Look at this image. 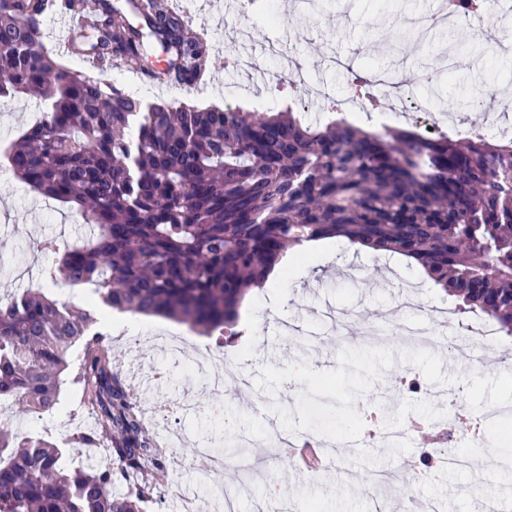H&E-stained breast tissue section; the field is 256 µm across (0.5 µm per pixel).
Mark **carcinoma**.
<instances>
[{
  "instance_id": "cac0c4a2",
  "label": "carcinoma",
  "mask_w": 512,
  "mask_h": 512,
  "mask_svg": "<svg viewBox=\"0 0 512 512\" xmlns=\"http://www.w3.org/2000/svg\"><path fill=\"white\" fill-rule=\"evenodd\" d=\"M52 12L85 20L75 54L93 57L94 73L43 46ZM159 61L174 86L214 78L208 40L161 0H0V98L43 105L41 121L9 143V169L76 206L90 228L82 246L42 248L57 257L50 278L92 289L109 309L231 339L240 300L287 251L344 238L415 261L512 335L511 137L144 101L108 78L120 64L148 80ZM95 323L89 307L38 288L0 303V406L39 417L73 385L96 417L75 441L105 443L140 482L116 493L111 467L67 468L58 445L0 422V512H146L165 480L162 451Z\"/></svg>"
}]
</instances>
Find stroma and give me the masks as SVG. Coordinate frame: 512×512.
<instances>
[{
    "mask_svg": "<svg viewBox=\"0 0 512 512\" xmlns=\"http://www.w3.org/2000/svg\"><path fill=\"white\" fill-rule=\"evenodd\" d=\"M440 0H321L316 13H304L281 0L275 21L266 18L268 0H243L225 10L224 0H181L195 25L204 26L211 38L215 79L207 92L198 94L172 86L155 87L126 71H113L112 82L130 94L147 99H180L206 107H239L265 111L287 105L304 110L305 118H324L329 106L310 100L309 87L319 84L333 97L347 87L345 70L332 65V58L354 63L370 62L381 68L398 66L403 84L390 96L400 100L410 95L431 102L435 119L418 122L416 117L381 108L365 115L353 113L364 128L382 126L416 128L427 135L432 130H459L467 125L501 124L512 134V112L500 111L498 102L512 91V55L499 52L494 43L497 27L512 26V14L495 19L466 21L463 35L449 42L445 32L419 42L413 28L415 15L436 8ZM247 29V51L264 73H273L278 59L269 46H277L302 66L303 79L277 88L265 83L249 86L248 78L224 62L236 30ZM40 115L36 99L26 96L0 100V144L13 140ZM85 232L80 215L31 191L9 169L0 165V298L21 289L31 279L46 294L60 295L62 285L50 281L45 271L51 256L37 253L34 242L55 238L60 245L76 243ZM351 309L360 321L379 326L402 318L411 324L429 323L431 344L417 337L390 336L371 343L362 336L342 338L319 334L320 313L325 308ZM131 316L113 313L109 333L113 363L123 374L139 402L145 419H153L159 400L178 401L204 391V378L186 368L184 358L211 349L214 371L224 377V418L205 413L181 417L177 426L184 434L178 447L166 449L167 483L193 492L200 504L216 507L226 488L235 486L240 475L234 468V453H226L223 468L211 481H201L197 451L201 443L224 445L223 422H231L256 438L252 453L257 471L247 494L238 500V512H253V505L275 483L289 512H405L419 502H442L444 512H471L466 489L493 491L503 512H512V468H503L501 457L512 456V410L501 421L485 424L481 439L470 436L472 419L487 408L512 402V336L492 330L491 348L485 363L462 365L452 351L462 328L481 319L457 310L454 298L443 294L417 265L400 255L383 254L335 239L320 243L308 260L283 262L281 275L263 290L246 294L240 310L241 336L228 344L217 337L199 336L163 317L143 318V327L126 326ZM307 357L312 370L300 390L288 384L290 367ZM438 392L437 397L410 400L399 393L381 412L388 426H399L407 412L429 418L448 414L447 393L462 391L468 417L456 420L464 439L462 451L472 461L465 471L432 473L408 490L392 489L388 498L370 494L368 478L375 472L401 468L414 459L411 448H343L348 458L344 470H327L313 482L299 478L282 448L267 439L270 427L302 429L335 442L348 431L354 414L353 398L372 399L388 392L389 384L405 366ZM156 366L166 371L160 394L143 391L137 377L139 367ZM80 408L63 390L57 408L43 420L29 417L13 420L18 431L37 429L63 450V462L73 468L94 458L93 449L71 442L67 426Z\"/></svg>",
    "mask_w": 512,
    "mask_h": 512,
    "instance_id": "35a3bbf8",
    "label": "stroma"
}]
</instances>
